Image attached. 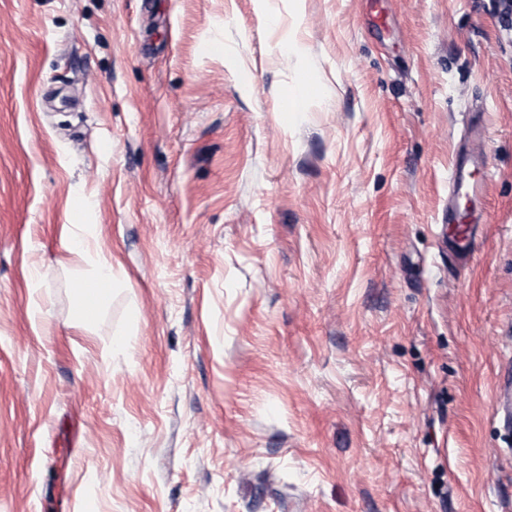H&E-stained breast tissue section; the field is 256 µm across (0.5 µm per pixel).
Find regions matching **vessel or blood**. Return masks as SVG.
Listing matches in <instances>:
<instances>
[{
    "instance_id": "b4317fda",
    "label": "vessel or blood",
    "mask_w": 512,
    "mask_h": 512,
    "mask_svg": "<svg viewBox=\"0 0 512 512\" xmlns=\"http://www.w3.org/2000/svg\"><path fill=\"white\" fill-rule=\"evenodd\" d=\"M485 140L483 126H472L468 146L458 148L448 178V221L455 224L459 221L457 206L458 197H467L471 205L470 223H484L488 220L487 213L481 207L487 181L477 177L478 169L483 168L484 161L481 149Z\"/></svg>"
}]
</instances>
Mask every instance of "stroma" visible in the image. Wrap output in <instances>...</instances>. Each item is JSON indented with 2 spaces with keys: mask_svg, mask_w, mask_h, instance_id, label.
Returning a JSON list of instances; mask_svg holds the SVG:
<instances>
[{
  "mask_svg": "<svg viewBox=\"0 0 512 512\" xmlns=\"http://www.w3.org/2000/svg\"><path fill=\"white\" fill-rule=\"evenodd\" d=\"M510 364L491 0H0V512H512ZM485 129L481 125L471 127L469 145L457 148L448 178V221L452 224H478L488 221L487 213L480 206L487 178H476L475 172L485 167L481 149ZM464 195L471 205L470 218L459 220L456 200ZM93 280V281H88ZM91 283H102L109 287L112 284V266L108 262L98 264L93 276L90 279H80L75 283V295L77 296V310L74 316V323L77 326H86L95 316L103 298L109 293L110 288H104L102 284H94L88 288V294H93L103 288L93 300L88 301L82 293L84 288Z\"/></svg>",
  "mask_w": 512,
  "mask_h": 512,
  "instance_id": "stroma-1",
  "label": "stroma"
}]
</instances>
